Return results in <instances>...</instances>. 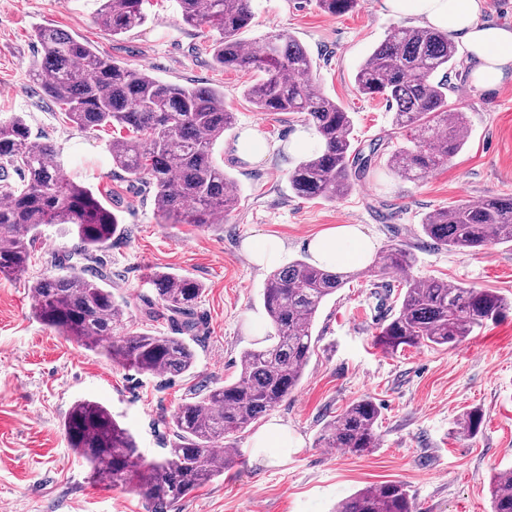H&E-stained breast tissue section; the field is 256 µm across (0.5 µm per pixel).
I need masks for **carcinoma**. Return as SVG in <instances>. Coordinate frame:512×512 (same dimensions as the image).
<instances>
[{
	"label": "carcinoma",
	"mask_w": 512,
	"mask_h": 512,
	"mask_svg": "<svg viewBox=\"0 0 512 512\" xmlns=\"http://www.w3.org/2000/svg\"><path fill=\"white\" fill-rule=\"evenodd\" d=\"M143 0H101L97 21L112 36L144 24ZM182 21L216 33L213 60L226 70L251 69L260 78L246 90L260 112L304 116L322 147L288 174L292 191L304 199L335 201L353 182L377 166L378 147L354 146L350 113L318 90L312 59L293 37L268 33L246 49L240 34L254 17L252 0H178ZM361 0H316L330 15L356 9ZM34 37L42 59L33 77L44 94L66 106L68 119L85 131L118 126L126 134L109 141L112 164L152 186L160 224H222L237 209L234 180L214 157V147L235 125L224 109V92L180 86L104 57L62 29L38 27ZM457 47L433 27H397L385 35L355 75L359 92L379 96L394 112L393 124L406 143L392 151L387 169L404 180L420 179L459 153L467 141L460 112L449 113L448 74ZM15 173L20 183L0 188V276L25 277L43 224H66L79 239L85 264L63 274L29 281L35 315L46 326L74 338L83 348L142 374H183L196 354L194 307L202 285L194 278L155 271L148 277L158 303L147 319H166L182 335L156 334L131 327L127 302L119 303L92 272L96 252L120 231L112 206L88 186L63 175L59 150L32 136L24 117L0 118V175ZM434 244L461 253L490 241L512 243V197H490L439 208L421 224ZM414 257L392 244L374 259L382 272L404 270ZM345 276L295 260L271 272L262 303L274 333L271 343L246 351L236 380L195 391L171 416L164 455L147 458L134 436L104 405L78 400L64 429L69 445L88 465L93 479L114 487L130 483L151 505L168 512L205 482L224 474L237 434L294 393L314 352V322L322 304L344 286ZM399 308L380 328L378 344L396 352L406 346L455 347L488 321L506 316L512 304L496 292L450 285L438 278L409 279ZM379 409L368 397L352 402L320 434L327 448L364 455L377 447ZM482 414L473 409L459 422L462 433L480 432ZM491 512H512V471L490 482ZM334 512H419L404 484H371L336 505Z\"/></svg>",
	"instance_id": "obj_1"
}]
</instances>
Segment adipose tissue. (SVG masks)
<instances>
[{"mask_svg": "<svg viewBox=\"0 0 512 512\" xmlns=\"http://www.w3.org/2000/svg\"><path fill=\"white\" fill-rule=\"evenodd\" d=\"M381 5L389 15L417 18L460 40L476 85H498L512 65V28L483 19V0H382ZM375 248V241L357 224L328 228L307 243L311 262L329 269L366 261ZM302 446L301 437L275 416L251 440L253 457L278 463L287 462Z\"/></svg>", "mask_w": 512, "mask_h": 512, "instance_id": "1", "label": "adipose tissue"}]
</instances>
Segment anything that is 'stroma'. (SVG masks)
<instances>
[{"instance_id": "stroma-1", "label": "stroma", "mask_w": 512, "mask_h": 512, "mask_svg": "<svg viewBox=\"0 0 512 512\" xmlns=\"http://www.w3.org/2000/svg\"><path fill=\"white\" fill-rule=\"evenodd\" d=\"M253 6L252 24L241 35L246 46L269 32L294 37L314 60L313 81L350 112L360 146L376 142L386 154L402 145L388 107L360 94L354 77L391 28L415 26L414 18L389 16L381 0H363L336 16L321 12L315 0H254ZM99 7V0H0V116L22 115L35 137L60 150L65 176L111 195L124 232L98 253L97 264L116 299L127 302L131 324L171 331L143 315L144 299L156 297L146 273L178 272L202 283L196 363L180 375L114 365L36 320L26 280L0 278V512H148L135 488L93 481L63 430L69 408L79 399L104 404L148 457H159L177 406L195 388L236 379L243 352L256 346L253 322L265 315L261 294L270 271L245 259L244 239L275 235L287 241L291 259H304L309 238L336 224L362 225L378 250L398 244L415 261L404 274L348 266L346 284L320 308L301 385L273 410L301 436L302 448L284 464L253 459L249 442L259 426L251 424L239 433L240 453L223 476L171 512H333L341 499L386 481L404 483L422 512H491L490 479L512 469V312L450 349L390 353L376 335L409 276L512 298V243L461 253L431 243L421 230L432 210L512 196V70L498 86L480 87L458 60L448 106L464 114L469 138L447 164L417 181L381 165L342 199L305 200L288 183L300 157L283 149L305 122L296 113L255 109L244 91L257 72L215 65L209 29L184 25L175 0H144L147 22L118 37L98 25ZM39 26L62 29L163 81L223 91L236 122L215 157L240 196L226 223H157L147 184L113 167L106 149L111 132L79 129L43 97L31 72L42 54L33 37ZM249 126L280 143V151L258 164L234 157L229 146ZM77 247L59 225H43L31 275L63 272V259ZM364 397L380 408L378 448L358 456L322 447L323 427ZM474 408L483 424L472 438L457 422Z\"/></svg>"}]
</instances>
